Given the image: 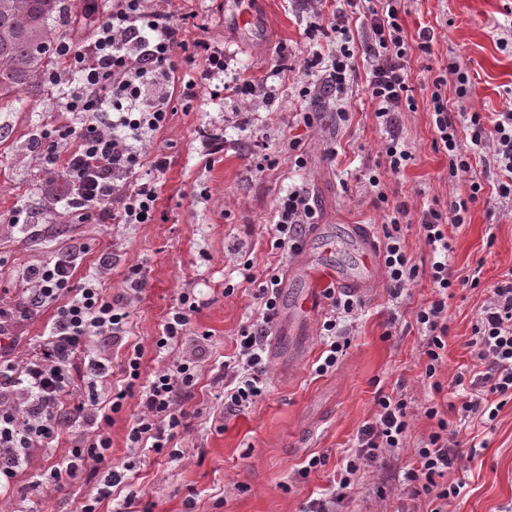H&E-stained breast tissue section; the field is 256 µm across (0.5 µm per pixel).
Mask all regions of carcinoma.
Masks as SVG:
<instances>
[{
  "label": "carcinoma",
  "instance_id": "cac0c4a2",
  "mask_svg": "<svg viewBox=\"0 0 512 512\" xmlns=\"http://www.w3.org/2000/svg\"><path fill=\"white\" fill-rule=\"evenodd\" d=\"M80 7L69 0H0V112L21 107V94L41 90L57 65L50 27Z\"/></svg>",
  "mask_w": 512,
  "mask_h": 512
}]
</instances>
